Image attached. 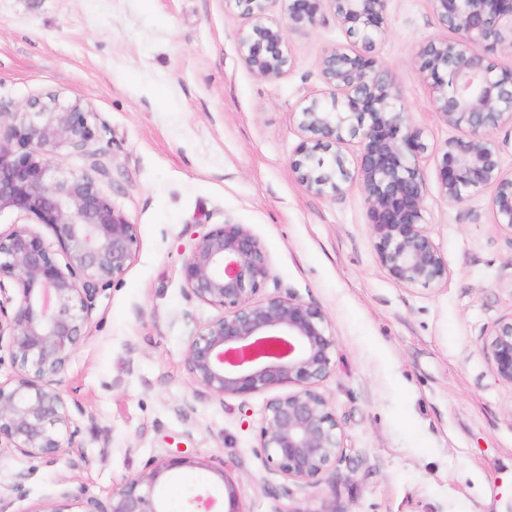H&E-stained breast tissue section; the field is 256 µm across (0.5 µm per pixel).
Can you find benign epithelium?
I'll return each mask as SVG.
<instances>
[{
  "mask_svg": "<svg viewBox=\"0 0 512 512\" xmlns=\"http://www.w3.org/2000/svg\"><path fill=\"white\" fill-rule=\"evenodd\" d=\"M248 24L238 32L245 65L265 80L290 62L289 34L312 29L325 13L373 44L385 34L388 0H283L284 16H269L271 0H234ZM453 33L422 47L419 70L431 81L435 105L464 133L437 155L439 192L458 205L482 187L495 193L496 223L512 231V177L501 170L491 132L512 127V68L491 56L512 48V0H432ZM322 97L299 112L302 139L292 161L304 190L334 197L345 184L362 186L383 266L398 283L430 286L448 278V261L424 223L427 186L418 158L423 131L395 111L386 70L345 49L321 63ZM94 131L81 104L34 98L19 112H0V214L13 210L53 232L57 249L26 225L0 233V343H8L13 378L0 383V449L52 461H86L81 427L71 416L63 378L84 336L98 297L131 266L136 225L96 185L92 172H74L57 159L63 145L83 151ZM357 140L359 163L342 151ZM65 255L59 264L55 251ZM188 297L219 313L188 336L185 368L210 396L268 393L255 452L285 480L308 485L345 453L341 425L318 390L334 367L336 340L325 314L297 294L267 291L272 267L262 240L246 225L226 222L194 242L182 266ZM18 298L8 296L7 282ZM496 376L512 384V318L498 323L488 346ZM209 468L191 454L151 459L113 487L105 500L90 497L82 512H169L158 490L176 473ZM229 508L242 512L226 469Z\"/></svg>",
  "mask_w": 512,
  "mask_h": 512,
  "instance_id": "benign-epithelium-1",
  "label": "benign epithelium"
}]
</instances>
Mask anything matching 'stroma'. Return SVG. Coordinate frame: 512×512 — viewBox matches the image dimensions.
Wrapping results in <instances>:
<instances>
[{"label":"stroma","mask_w":512,"mask_h":512,"mask_svg":"<svg viewBox=\"0 0 512 512\" xmlns=\"http://www.w3.org/2000/svg\"><path fill=\"white\" fill-rule=\"evenodd\" d=\"M245 24L227 0H0V111L53 95L89 110L87 153L58 159L82 172L138 235L136 258L96 301L62 388L86 461L0 455L5 512L45 501L79 512L152 458L207 460L162 495L169 512H224L227 464L244 512H512V385L487 346L512 318V232L490 207L493 187L460 206L439 194L435 154L458 136L437 112L416 53L446 37L431 0H388L373 48L332 14L289 36L281 78L242 61ZM344 48L391 75L395 107L422 129L424 218L448 279L405 286L382 266L360 183L306 193L291 167L297 114L323 87L321 61ZM227 222L264 243L278 288L318 306L336 340L321 383L345 455L319 483L286 485L255 453L266 395L218 400L184 364L186 340L216 308L187 297L181 268L196 237ZM21 491H13L17 474Z\"/></svg>","instance_id":"1"}]
</instances>
